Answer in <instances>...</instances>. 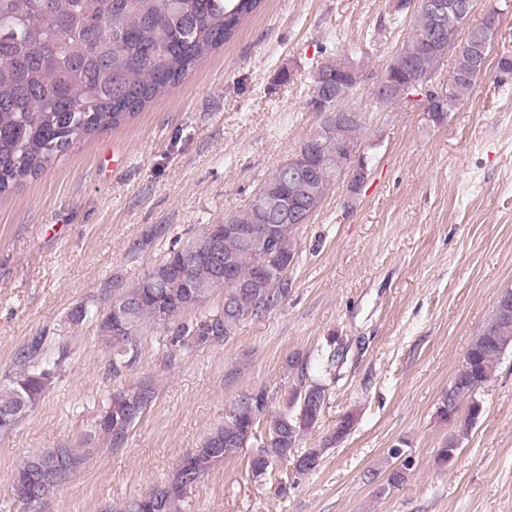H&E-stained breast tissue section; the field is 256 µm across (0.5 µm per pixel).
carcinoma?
<instances>
[{
	"mask_svg": "<svg viewBox=\"0 0 512 512\" xmlns=\"http://www.w3.org/2000/svg\"><path fill=\"white\" fill-rule=\"evenodd\" d=\"M445 15L438 21L420 8L406 40L393 54L379 84L418 81L439 61L428 45L461 42L445 97L431 100L426 111L433 122L448 118L487 73L488 59L498 32L475 27L458 40L464 23L457 13L462 0H440ZM262 0H0V194L23 179L43 172L78 142L120 125L156 97L178 84L211 52L230 41L241 24L260 7ZM359 76L347 59L327 73H315L313 96L333 100L336 85H348ZM362 121L331 125L321 138L320 152L336 158L327 166L308 168L309 191L319 201L338 183L337 162L359 151ZM284 170L276 169L260 185L255 198L242 211L221 221V233L208 231L181 247L169 249L151 267L154 276H144L128 285H112L104 306L96 299L73 305L65 323L78 327L94 319L100 337L112 347V368L119 372L136 361L138 339L152 325L167 333L171 347L189 349L225 340L242 319L259 317L288 295V260L292 245L280 249L269 240L245 244L241 232L255 224H279L292 235L295 214L302 210L298 185ZM273 188L288 196V214L283 220L275 210L257 205V197ZM219 244L223 258L233 263L232 279H224L211 260L212 244ZM273 262L258 267L260 254ZM224 297L222 306L175 327L158 319L165 306L180 310L195 305L193 295ZM128 300V311L112 313V298ZM129 325L126 332L122 326ZM47 337L33 338L17 356L16 370L0 379V436L12 432L50 391L61 360L48 354ZM512 350V289L501 293L499 302L481 333L469 345L461 366L442 393L438 415L453 427L448 440L437 449V463L446 465L458 451L459 440L468 436L483 409L476 394ZM339 360L336 348L318 354L321 372L333 375ZM329 394L321 377L299 382L284 408H272L267 390L242 395L224 419L194 450L180 458L179 467L145 495L124 501L115 512H183L188 492L217 464L240 449L258 446L249 468L255 478H266L274 465L292 461L316 472L323 451L340 443L355 422L348 413L324 436L322 446L297 452L300 440L319 423ZM156 398L153 385L137 382L109 395L85 434L87 447L61 449L69 462L65 469L33 470V453L22 460L13 479L15 497L31 508L39 507L57 487L78 473L96 451L95 442L113 450L124 447L142 415ZM410 459L392 467L386 486L405 481Z\"/></svg>",
	"mask_w": 512,
	"mask_h": 512,
	"instance_id": "cac0c4a2",
	"label": "carcinoma"
}]
</instances>
